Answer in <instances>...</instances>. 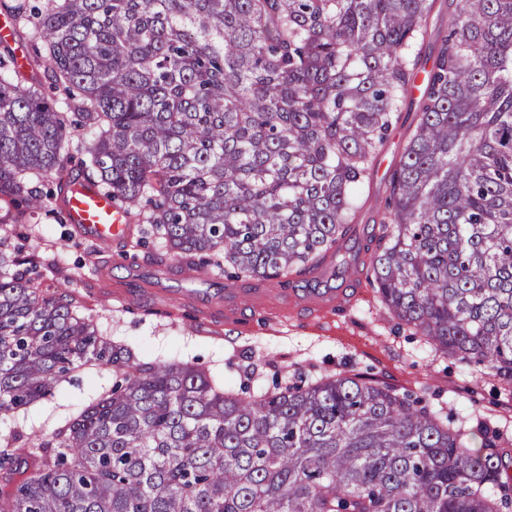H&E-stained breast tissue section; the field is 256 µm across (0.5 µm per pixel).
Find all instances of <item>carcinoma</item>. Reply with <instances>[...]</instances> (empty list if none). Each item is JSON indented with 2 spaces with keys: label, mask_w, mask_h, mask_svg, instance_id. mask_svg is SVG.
I'll list each match as a JSON object with an SVG mask.
<instances>
[{
  "label": "carcinoma",
  "mask_w": 512,
  "mask_h": 512,
  "mask_svg": "<svg viewBox=\"0 0 512 512\" xmlns=\"http://www.w3.org/2000/svg\"><path fill=\"white\" fill-rule=\"evenodd\" d=\"M435 0H39L45 100L0 52V417L87 365L112 389L47 434L0 431V512H512V443L360 376L217 387L140 359L34 285L6 224L85 181L152 225L165 266L285 286L340 258L417 88ZM375 246L347 266L435 353L512 393V0H448ZM95 133L79 179L72 134Z\"/></svg>",
  "instance_id": "carcinoma-1"
}]
</instances>
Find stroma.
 <instances>
[{"mask_svg":"<svg viewBox=\"0 0 512 512\" xmlns=\"http://www.w3.org/2000/svg\"><path fill=\"white\" fill-rule=\"evenodd\" d=\"M408 136L406 125L389 132L376 157L375 172L359 201L358 235L366 237L374 207L389 195V175ZM39 239L37 272L44 288L65 287L79 315L96 323L102 335L133 346L150 359L189 363L228 387L250 378L254 390L273 378L302 372L311 380L363 374L399 391L423 396L431 408H445L469 427L482 421L512 432V396L493 377L479 374L451 357H439L420 337L397 330L365 280L332 273L294 278V296L336 295L356 288L360 296L345 310L311 312L280 299L263 310H245L234 326L209 317L224 304L228 279L212 271L188 277L178 261L167 269L154 263L160 247L150 225L134 223L132 233L110 252L90 256L93 240H78L62 223L53 201H46L30 223L13 228L14 245ZM112 386L109 367L76 370L54 396L32 407L19 422L0 420V429L45 434L74 417Z\"/></svg>","mask_w":512,"mask_h":512,"instance_id":"obj_1","label":"stroma"}]
</instances>
